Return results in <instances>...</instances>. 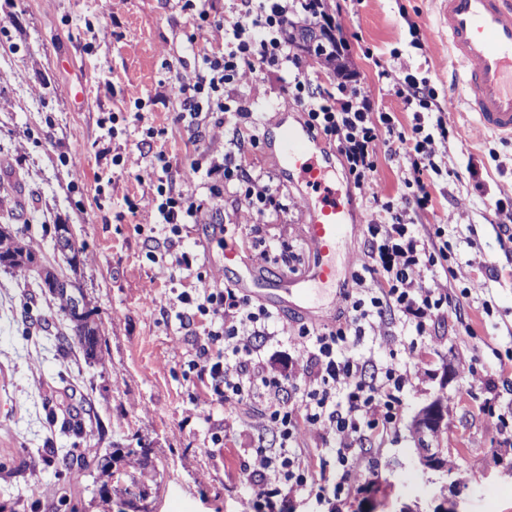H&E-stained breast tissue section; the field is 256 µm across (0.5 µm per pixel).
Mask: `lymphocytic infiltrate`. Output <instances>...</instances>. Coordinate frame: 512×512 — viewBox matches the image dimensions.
<instances>
[{
  "instance_id": "lymphocytic-infiltrate-1",
  "label": "lymphocytic infiltrate",
  "mask_w": 512,
  "mask_h": 512,
  "mask_svg": "<svg viewBox=\"0 0 512 512\" xmlns=\"http://www.w3.org/2000/svg\"><path fill=\"white\" fill-rule=\"evenodd\" d=\"M296 0H241L240 9L214 15L216 37L203 49L204 66L187 76L175 74L171 87L182 107L179 121L198 125L203 116L236 111L245 118L253 112L234 91L243 74L255 66H270L288 74L287 89L305 109L309 124L335 144L344 157L355 188L370 191L372 220L366 260L353 275V288L333 324L319 329L300 325L293 337L298 356L289 375L269 374L260 355L269 337L271 313L235 289L200 280L194 293H181L177 319L193 338L186 376L200 386L206 404L233 405L247 399L265 404L263 428L276 431L277 452L258 447L244 467V475L266 500L280 507L307 494L341 500L350 493L362 469L359 454L369 431L394 424L409 388L410 370L374 355L356 354L353 342L365 336L386 338L391 320L414 326L426 335L430 321L447 314L451 300L427 269L447 258L442 231L425 233L395 212L392 202L372 189L368 175L375 167L376 143L381 133L392 134L391 153L407 164L412 178L413 203L426 210L431 195L423 179L435 169L437 144L447 142L448 121L432 114L435 96L427 83L381 70L404 109L413 113L410 132L398 131L388 113H374L370 97L350 82L329 89L313 83L302 62L292 54L284 34ZM256 134L233 135L224 145L222 160L211 161L208 174L220 173L225 185H234L248 206L265 211L273 201L272 185L246 175L241 158ZM168 230L156 250L173 267L192 270L195 254L186 250L183 233L198 223L200 206L188 194L158 182L145 198ZM319 437L334 459L332 474L313 477L308 463L296 451L302 433Z\"/></svg>"
}]
</instances>
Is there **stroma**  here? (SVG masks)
<instances>
[{
    "label": "stroma",
    "instance_id": "stroma-1",
    "mask_svg": "<svg viewBox=\"0 0 512 512\" xmlns=\"http://www.w3.org/2000/svg\"><path fill=\"white\" fill-rule=\"evenodd\" d=\"M442 12L441 0H330L347 73L375 111L393 113L397 128L410 130L411 112L378 77L397 67L426 81L449 112L453 133L428 181L432 205L411 220L428 231L444 228L448 265L434 273L447 276L457 306L432 323L424 366L397 422L374 433L363 452L373 482L357 483L337 505L296 498L288 512H512V457L505 454L512 434L499 424L512 422V244L493 214L495 200H512V138L476 131L453 81ZM212 36L178 0H0V184L9 189L0 224L12 222L61 271L67 265L53 250L54 227L70 225L87 254L77 277L106 340L101 365L86 362L78 342L60 350L67 322L51 296L32 275L0 269V512H131L98 471L78 477L58 464L57 453L71 448L89 460L113 458L147 491L149 512H263L243 468L252 448L274 449L278 440L260 429L258 404L228 413L195 398L183 372L191 338L169 306L195 280L148 258L147 238L163 236V226L156 211L127 206L152 187L136 178L150 166L140 145L151 140L166 153L167 179L202 207L185 238L200 270L217 284L245 275L224 266L221 244H240L260 217L233 191L213 198L222 176L194 167L197 154L221 157L243 121L233 111L215 114L220 130L204 129L189 143L168 89L175 73L201 66L200 48ZM236 94L269 128L286 116L307 118L281 71L248 75ZM116 155L121 164L113 163ZM274 157L272 145L260 142L244 164L276 191V210L263 223L268 239L302 250L308 217ZM333 161L332 180L350 193L340 253L343 271L353 273L365 262L371 207L352 188L344 158ZM407 175L379 140L371 183L401 206L410 194ZM472 279L479 292L461 298ZM464 325L471 337L463 341ZM437 399L448 407L443 471L424 467L414 431L417 413ZM85 401L94 411L83 417V434L61 432ZM218 423L220 449L209 440ZM140 447L148 450L143 465H130L128 450ZM462 470L470 479L453 491Z\"/></svg>",
    "mask_w": 512,
    "mask_h": 512
}]
</instances>
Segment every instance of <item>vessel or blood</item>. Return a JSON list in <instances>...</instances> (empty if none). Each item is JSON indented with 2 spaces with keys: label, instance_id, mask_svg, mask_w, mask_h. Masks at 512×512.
<instances>
[{
  "label": "vessel or blood",
  "instance_id": "b4317fda",
  "mask_svg": "<svg viewBox=\"0 0 512 512\" xmlns=\"http://www.w3.org/2000/svg\"><path fill=\"white\" fill-rule=\"evenodd\" d=\"M448 47L466 91L476 127L512 137V0H445ZM282 178L296 187L309 217L310 264L304 285H329L328 308L310 313L312 325L333 322L348 291L338 279L334 256L347 233L350 205L328 185L331 149L305 123H282L275 135Z\"/></svg>",
  "mask_w": 512,
  "mask_h": 512
}]
</instances>
